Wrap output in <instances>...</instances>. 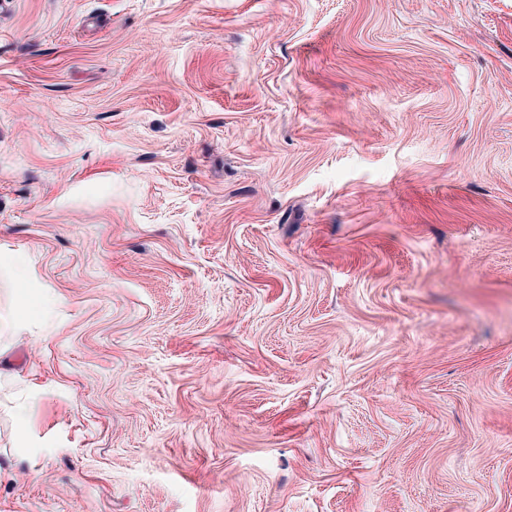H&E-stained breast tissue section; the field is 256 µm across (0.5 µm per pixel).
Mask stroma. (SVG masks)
Wrapping results in <instances>:
<instances>
[{
  "mask_svg": "<svg viewBox=\"0 0 512 512\" xmlns=\"http://www.w3.org/2000/svg\"><path fill=\"white\" fill-rule=\"evenodd\" d=\"M0 512H512V0H5Z\"/></svg>",
  "mask_w": 512,
  "mask_h": 512,
  "instance_id": "stroma-1",
  "label": "stroma"
}]
</instances>
